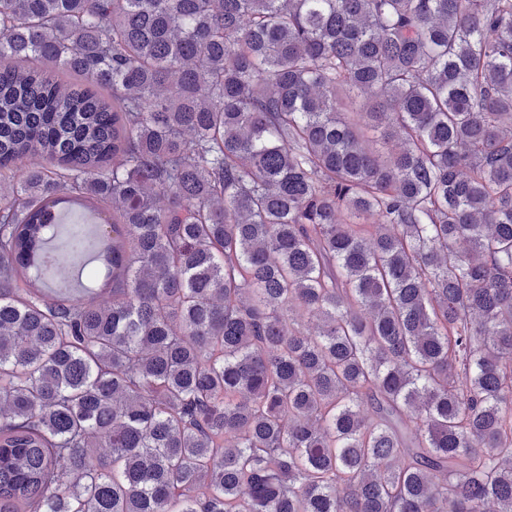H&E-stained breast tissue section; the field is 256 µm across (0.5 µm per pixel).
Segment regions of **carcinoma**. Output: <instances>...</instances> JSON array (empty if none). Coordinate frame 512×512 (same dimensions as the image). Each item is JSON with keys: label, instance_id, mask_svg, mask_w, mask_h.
<instances>
[{"label": "carcinoma", "instance_id": "cac0c4a2", "mask_svg": "<svg viewBox=\"0 0 512 512\" xmlns=\"http://www.w3.org/2000/svg\"><path fill=\"white\" fill-rule=\"evenodd\" d=\"M0 512H512V0H0Z\"/></svg>", "mask_w": 512, "mask_h": 512}]
</instances>
